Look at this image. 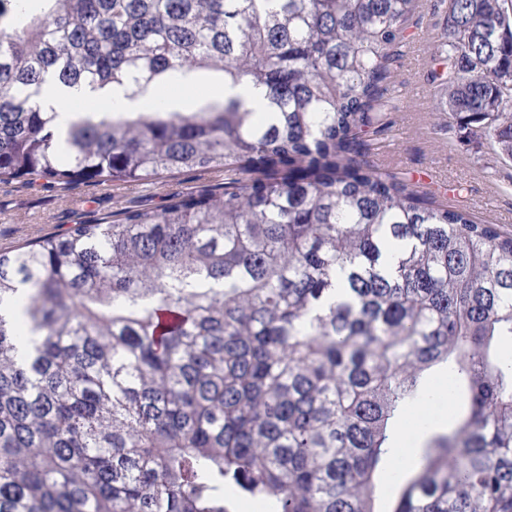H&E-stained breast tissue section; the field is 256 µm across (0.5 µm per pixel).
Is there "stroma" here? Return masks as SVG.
I'll return each mask as SVG.
<instances>
[{
    "instance_id": "1",
    "label": "stroma",
    "mask_w": 512,
    "mask_h": 512,
    "mask_svg": "<svg viewBox=\"0 0 512 512\" xmlns=\"http://www.w3.org/2000/svg\"><path fill=\"white\" fill-rule=\"evenodd\" d=\"M447 12L448 0H418L404 30L403 55L387 80L395 108L385 113L381 131L369 132L367 159L412 180L438 203L467 210L477 223L512 233V159L497 153L483 129L461 127L440 111L427 80ZM224 182V172L212 171L67 191L46 188L38 178L26 185L0 183V248L62 234L108 212L157 211L174 193H220Z\"/></svg>"
}]
</instances>
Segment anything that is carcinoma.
Listing matches in <instances>:
<instances>
[{
  "mask_svg": "<svg viewBox=\"0 0 512 512\" xmlns=\"http://www.w3.org/2000/svg\"><path fill=\"white\" fill-rule=\"evenodd\" d=\"M416 0H0V182L231 174L0 250V512H375L448 366L393 512H512V235L363 156ZM431 82L512 158V17L450 0ZM264 98L88 109L199 72ZM98 93L91 92L86 88H52L49 96L50 105L54 108L55 112L59 113L58 123L64 126L73 116L70 109V102L82 99L93 102Z\"/></svg>",
  "mask_w": 512,
  "mask_h": 512,
  "instance_id": "1",
  "label": "carcinoma"
}]
</instances>
